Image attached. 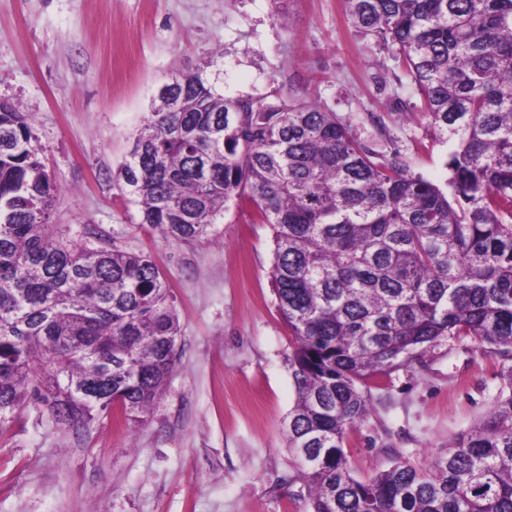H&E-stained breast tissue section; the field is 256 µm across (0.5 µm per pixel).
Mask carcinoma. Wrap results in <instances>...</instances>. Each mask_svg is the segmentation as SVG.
<instances>
[{"instance_id": "obj_1", "label": "carcinoma", "mask_w": 512, "mask_h": 512, "mask_svg": "<svg viewBox=\"0 0 512 512\" xmlns=\"http://www.w3.org/2000/svg\"><path fill=\"white\" fill-rule=\"evenodd\" d=\"M392 50L449 146L441 186L286 97L226 98L172 76L119 175L141 223L191 241L235 204L273 231L294 345L288 451L308 512H512V0H345ZM58 187L32 118L0 104V425L33 395L62 425L138 421L179 360L178 317L144 254L78 245L51 223ZM479 344L493 410L424 469L360 478L344 451L372 384L441 339Z\"/></svg>"}]
</instances>
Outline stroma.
Listing matches in <instances>:
<instances>
[{
    "mask_svg": "<svg viewBox=\"0 0 512 512\" xmlns=\"http://www.w3.org/2000/svg\"><path fill=\"white\" fill-rule=\"evenodd\" d=\"M198 72L224 97L315 102L445 184L447 147L397 61L344 0H0V100L34 117L71 240L149 255L180 322V362L143 424L60 428L37 399L0 426V512H306L288 453L292 333L272 233L230 208L192 242L139 221L118 176L158 86ZM384 122L379 136L372 116ZM496 360L440 340L380 377L345 444L355 476L425 466L492 409Z\"/></svg>",
    "mask_w": 512,
    "mask_h": 512,
    "instance_id": "stroma-1",
    "label": "stroma"
}]
</instances>
